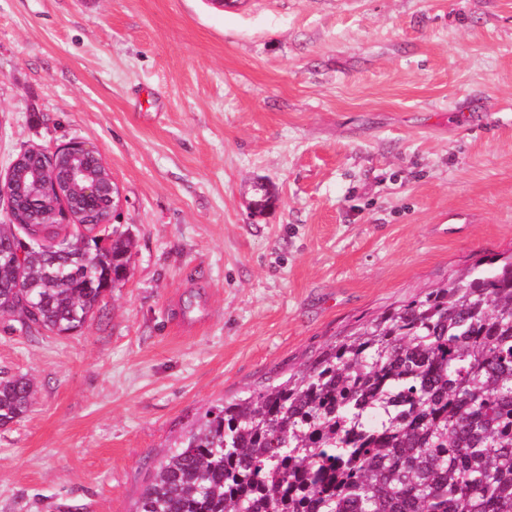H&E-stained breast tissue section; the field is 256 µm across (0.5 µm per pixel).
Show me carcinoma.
<instances>
[{
    "mask_svg": "<svg viewBox=\"0 0 512 512\" xmlns=\"http://www.w3.org/2000/svg\"><path fill=\"white\" fill-rule=\"evenodd\" d=\"M0 224V316L80 330L130 274L134 241ZM35 394L0 377V426ZM135 512H512V253L384 310L303 368L208 409Z\"/></svg>",
    "mask_w": 512,
    "mask_h": 512,
    "instance_id": "cac0c4a2",
    "label": "carcinoma"
}]
</instances>
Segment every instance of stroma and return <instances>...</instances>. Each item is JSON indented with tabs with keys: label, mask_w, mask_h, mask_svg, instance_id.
Listing matches in <instances>:
<instances>
[{
	"label": "stroma",
	"mask_w": 512,
	"mask_h": 512,
	"mask_svg": "<svg viewBox=\"0 0 512 512\" xmlns=\"http://www.w3.org/2000/svg\"><path fill=\"white\" fill-rule=\"evenodd\" d=\"M93 146L136 241L79 331L0 320V512H132L212 405L512 249V0H0V173ZM34 394V382L26 375L0 377V426L21 420Z\"/></svg>",
	"instance_id": "obj_1"
}]
</instances>
